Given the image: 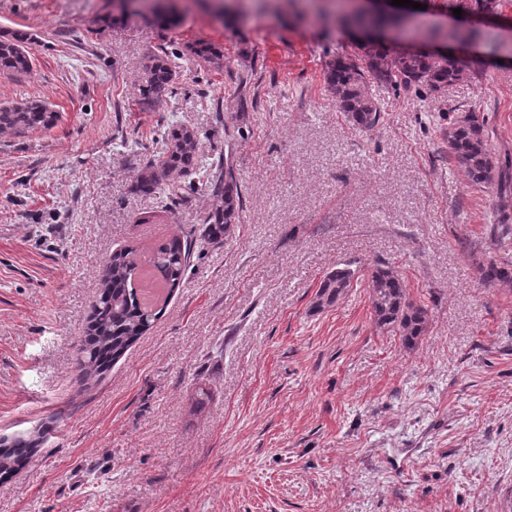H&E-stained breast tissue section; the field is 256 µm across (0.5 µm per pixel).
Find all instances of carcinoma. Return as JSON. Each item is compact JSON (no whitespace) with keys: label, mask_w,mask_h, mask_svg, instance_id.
I'll return each mask as SVG.
<instances>
[{"label":"carcinoma","mask_w":512,"mask_h":512,"mask_svg":"<svg viewBox=\"0 0 512 512\" xmlns=\"http://www.w3.org/2000/svg\"><path fill=\"white\" fill-rule=\"evenodd\" d=\"M476 28H458L443 32L433 29L432 39L443 37L450 42L469 43L476 40ZM26 35L0 37V73L24 74L32 70V53ZM191 50L204 62L221 68L223 53L220 48L199 43ZM172 55L160 49L150 55L144 66L140 85L141 103L153 106L171 91L175 70ZM463 69L452 59L435 60L423 53L392 56L384 44L369 41L364 44L360 61L338 55L326 64L324 82L327 91L357 130L367 133L376 128L382 114L377 104L375 88L382 86L424 85L429 90L444 94L458 82ZM58 113L42 100L22 99L0 105V133L21 134L53 127ZM184 126L168 124L161 137L165 152L159 159L148 161L140 170L137 191L153 194L169 189V199L183 196L181 188L169 186L175 171L201 174V190L208 195L211 205L202 219L204 240L220 244L229 238L240 223L242 195L234 175L233 165L225 155L203 159L197 133L186 134ZM448 145V159L462 168L472 185L485 187L495 181L498 162L494 157L484 130V121L475 112H461L449 118L442 131ZM193 252L192 240L183 233L174 232L163 242L147 251L134 245L112 252L100 280L95 304L90 316L87 335L80 341L76 366L80 380L92 381L109 370L153 325L158 312L157 301L148 300L140 288L144 272L152 278L169 299L179 287ZM483 281L488 284L512 282V260H492L481 269ZM355 271L336 267L328 272L312 299V308L322 311L333 307L353 287ZM368 288L375 325L401 338L402 344L414 348L425 335L428 322L427 307L414 300L397 270L386 265L369 268ZM40 444V437L3 438L0 440V483H6L32 458Z\"/></svg>","instance_id":"obj_1"}]
</instances>
